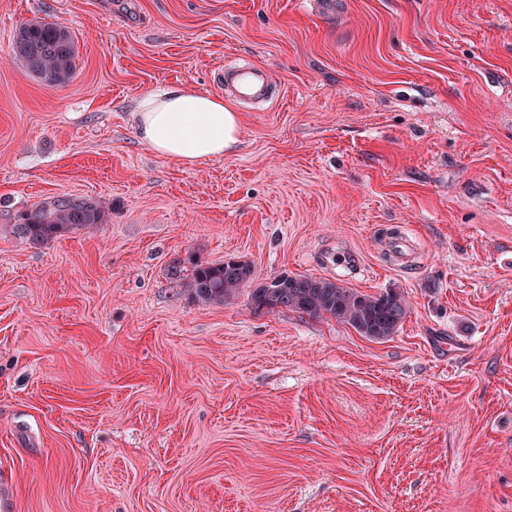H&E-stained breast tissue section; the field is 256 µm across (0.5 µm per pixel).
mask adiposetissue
<instances>
[{
	"mask_svg": "<svg viewBox=\"0 0 512 512\" xmlns=\"http://www.w3.org/2000/svg\"><path fill=\"white\" fill-rule=\"evenodd\" d=\"M135 121L140 139L151 151L187 167L223 157L241 137L239 115L222 97L186 85L142 95Z\"/></svg>",
	"mask_w": 512,
	"mask_h": 512,
	"instance_id": "ef3b65f1",
	"label": "adipose tissue"
}]
</instances>
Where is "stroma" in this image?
<instances>
[{
	"label": "stroma",
	"mask_w": 512,
	"mask_h": 512,
	"mask_svg": "<svg viewBox=\"0 0 512 512\" xmlns=\"http://www.w3.org/2000/svg\"><path fill=\"white\" fill-rule=\"evenodd\" d=\"M60 22L44 86L16 30ZM268 71L194 167L141 95ZM62 195L106 221L0 235V472L19 512H512V0H0V225ZM255 283L399 290L376 341L192 302L187 254ZM13 55L42 84L66 85L77 67V48L69 27L60 22L32 21L14 36ZM219 84L238 103L270 106L278 98V90H275L267 73L253 64L224 65V75L219 79Z\"/></svg>",
	"instance_id": "stroma-1"
}]
</instances>
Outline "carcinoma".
<instances>
[{
    "instance_id": "1",
    "label": "carcinoma",
    "mask_w": 512,
    "mask_h": 512,
    "mask_svg": "<svg viewBox=\"0 0 512 512\" xmlns=\"http://www.w3.org/2000/svg\"><path fill=\"white\" fill-rule=\"evenodd\" d=\"M13 55L42 84L66 85L77 67V48L69 27L60 22L32 21L14 36ZM104 221L100 204L86 197H60L35 204L8 225L10 235L31 245H44L56 238L95 227ZM171 279L195 301L223 304L253 278L250 264L228 259L205 262L187 256L168 269ZM270 287L251 289L250 299L258 310L287 309L310 316L329 315L371 340L392 336L407 315L405 296L394 289L367 295L327 278L308 275H277Z\"/></svg>"
}]
</instances>
